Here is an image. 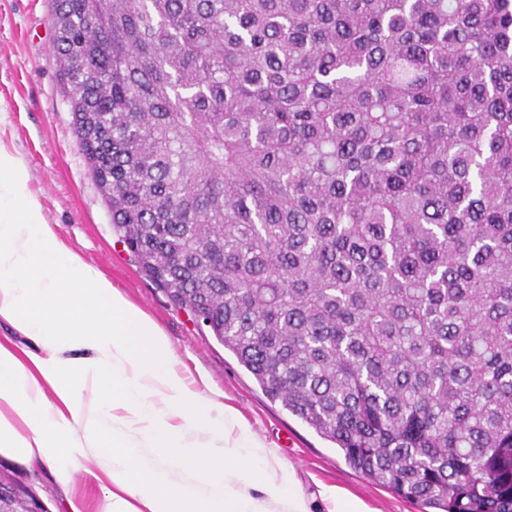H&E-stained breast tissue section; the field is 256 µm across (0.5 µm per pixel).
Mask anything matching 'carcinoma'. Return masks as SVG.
Returning a JSON list of instances; mask_svg holds the SVG:
<instances>
[{
    "label": "carcinoma",
    "instance_id": "cac0c4a2",
    "mask_svg": "<svg viewBox=\"0 0 512 512\" xmlns=\"http://www.w3.org/2000/svg\"><path fill=\"white\" fill-rule=\"evenodd\" d=\"M52 4L142 272L369 483L512 512V0Z\"/></svg>",
    "mask_w": 512,
    "mask_h": 512
}]
</instances>
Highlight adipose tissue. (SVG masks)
<instances>
[{
    "mask_svg": "<svg viewBox=\"0 0 512 512\" xmlns=\"http://www.w3.org/2000/svg\"><path fill=\"white\" fill-rule=\"evenodd\" d=\"M0 321L35 344L0 341V459L48 467L68 512H312L293 467L190 389L158 325L59 240L1 147Z\"/></svg>",
    "mask_w": 512,
    "mask_h": 512,
    "instance_id": "1",
    "label": "adipose tissue"
}]
</instances>
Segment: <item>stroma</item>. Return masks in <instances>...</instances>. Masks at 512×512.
I'll return each instance as SVG.
<instances>
[{
	"instance_id": "1",
	"label": "stroma",
	"mask_w": 512,
	"mask_h": 512,
	"mask_svg": "<svg viewBox=\"0 0 512 512\" xmlns=\"http://www.w3.org/2000/svg\"><path fill=\"white\" fill-rule=\"evenodd\" d=\"M50 13L51 0H0V146L25 161L29 186L58 237L157 323L189 387L235 408L246 427L292 464L305 492L338 487L361 499L369 512H420L406 499L369 484L334 444L271 402L209 328L175 306L141 272L113 233L78 146L58 82ZM0 472L34 492L48 512H64L47 468L0 462Z\"/></svg>"
}]
</instances>
